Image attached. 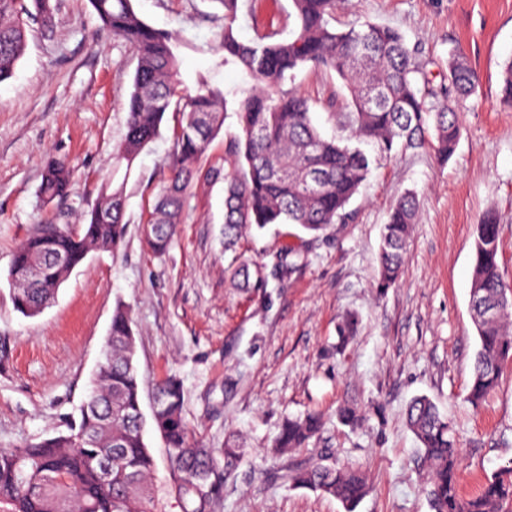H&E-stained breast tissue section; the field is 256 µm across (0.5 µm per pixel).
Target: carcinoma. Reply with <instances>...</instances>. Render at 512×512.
<instances>
[{"mask_svg":"<svg viewBox=\"0 0 512 512\" xmlns=\"http://www.w3.org/2000/svg\"><path fill=\"white\" fill-rule=\"evenodd\" d=\"M101 27L123 40L136 59L133 90L124 110L125 132L117 144L84 223L37 224L14 253L12 302L26 317L54 301L68 273L92 252H115L126 235L124 205L128 177L142 152L161 134L168 113L179 116L167 157L168 179L159 191L145 228L154 253L171 244L187 192L195 177L224 181V247L246 229L291 224L317 235L353 217L350 204L382 159L430 146L446 161L460 137L463 103L476 95L478 79L460 52L441 66L436 83L420 50L395 28L354 20L336 27L339 0H291L289 37L276 32L240 39L235 23L239 0H219L224 26L217 34V67L235 66L252 80L239 97L207 80L192 93L179 91V61L173 34L141 19L132 0H89ZM57 0H0V83L11 79L27 34L52 27ZM309 67L336 74L347 92L346 108L328 104L336 133L316 126L309 100L295 85ZM500 97L512 107V59L501 72ZM238 132L225 136L224 169L204 172L195 163L208 151L224 121ZM122 181H117L119 171ZM69 163L49 159L39 188L46 203L69 195ZM418 214L414 193L392 206L378 252L375 288L384 293L400 280L412 224ZM499 216L490 208L474 228L470 306L479 337L467 400L479 405L512 362V292L498 261ZM243 259L229 269L236 285L261 286L265 277ZM135 336L129 308L119 302L93 386L69 433L20 448H0V512H157L152 475L155 461L144 441L151 424L165 441L172 471L169 495L181 512H215L224 481L234 477L242 446L234 439L207 448L183 417L184 389L176 375L158 385L150 418H145L134 364ZM407 424L428 470L427 494L434 512H512V462L486 479L481 492L464 498L459 489L460 449L446 415L426 395L414 397ZM309 413L286 420L275 442L281 451L304 446L322 428ZM294 484L338 500L354 512L366 491L351 469L318 463L291 476Z\"/></svg>","mask_w":512,"mask_h":512,"instance_id":"obj_1","label":"carcinoma"}]
</instances>
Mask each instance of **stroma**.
Returning a JSON list of instances; mask_svg holds the SVG:
<instances>
[{"mask_svg": "<svg viewBox=\"0 0 512 512\" xmlns=\"http://www.w3.org/2000/svg\"><path fill=\"white\" fill-rule=\"evenodd\" d=\"M52 31L32 32L13 78L0 84V448L66 432L103 359L117 302L132 310L143 407L167 374L184 387V417L207 447L237 436L245 455L224 485L218 512H344L331 496L292 484L319 457L359 469L368 493L355 512H432L426 468L405 412L430 397L452 424L462 452L460 490L469 497L512 459V365L480 406L467 402L478 338L470 317L475 224L500 217L499 263L512 284V108L499 99L512 58V0H345L337 23L356 14L399 29L424 58L444 62L462 50L479 76L461 115L458 148L440 161L430 148L407 151L373 169L351 204L355 218L317 238L293 241L290 225L243 234L224 248V184L195 182L169 250L146 245L142 227L168 177L171 129L140 156L127 185L126 236L116 253L88 257L55 302L27 318L7 282L13 254L36 224H79L96 201L124 132L123 104L136 66L129 46L102 29L89 0H58ZM147 23L176 36L180 79L211 77L243 93L245 73L216 69L218 0H133ZM290 0H242L237 31L287 37ZM74 168L69 198L43 203L45 162ZM419 213L399 283L375 288L377 255L390 206L405 191ZM297 254L290 275L271 270L282 246ZM260 266L259 288L234 287L236 258ZM357 318L348 341L346 316ZM354 407L356 427L335 418ZM322 412L326 424L307 447L272 444L286 417ZM145 441L156 462L160 512H180L167 493V450Z\"/></svg>", "mask_w": 512, "mask_h": 512, "instance_id": "1", "label": "stroma"}]
</instances>
